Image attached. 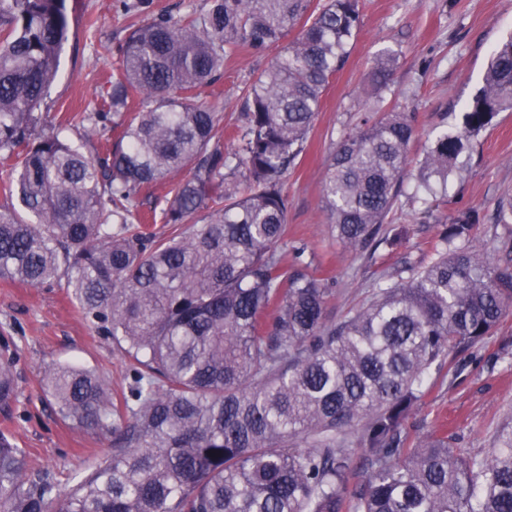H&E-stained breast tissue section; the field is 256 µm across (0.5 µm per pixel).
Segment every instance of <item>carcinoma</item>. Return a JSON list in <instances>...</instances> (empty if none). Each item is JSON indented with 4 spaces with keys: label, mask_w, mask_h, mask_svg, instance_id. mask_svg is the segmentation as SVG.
<instances>
[{
    "label": "carcinoma",
    "mask_w": 512,
    "mask_h": 512,
    "mask_svg": "<svg viewBox=\"0 0 512 512\" xmlns=\"http://www.w3.org/2000/svg\"><path fill=\"white\" fill-rule=\"evenodd\" d=\"M358 28L357 0L152 13L125 40L101 108L69 118L105 138L89 156L40 113L71 36L66 0H0L3 191L19 202L0 207V277L41 287L66 273L84 319L133 363L119 404L94 371H49L58 413L109 450L62 494L1 431L0 512H512V428L491 457L405 428L431 375L453 381L450 355L484 346L512 306V224L493 228L487 254L474 216L456 215L427 264L384 277L339 322L329 281L282 261L283 178ZM292 31L247 88L244 122L224 128L199 102L224 58L263 54ZM395 64L376 61L379 84ZM137 97L152 107L131 112ZM505 111L512 39L493 51L461 129L428 149L415 197L445 195L469 142ZM414 134L410 114L385 112L343 135L322 185L334 239L370 254L391 243ZM171 178L162 237L132 201ZM16 397L5 355L0 406Z\"/></svg>",
    "instance_id": "cac0c4a2"
}]
</instances>
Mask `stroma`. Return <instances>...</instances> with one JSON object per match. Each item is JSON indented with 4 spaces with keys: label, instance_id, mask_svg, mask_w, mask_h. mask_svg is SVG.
Here are the masks:
<instances>
[{
    "label": "stroma",
    "instance_id": "35a3bbf8",
    "mask_svg": "<svg viewBox=\"0 0 512 512\" xmlns=\"http://www.w3.org/2000/svg\"><path fill=\"white\" fill-rule=\"evenodd\" d=\"M66 5L76 35L61 52L57 78L41 107L55 123L97 111L120 49L143 18L125 12L122 0H67ZM358 9L360 29L348 62L327 87L301 161L284 181L288 233L281 253L291 264L295 247L305 246L304 261L334 288L329 314L337 321L364 306L378 279L402 261L426 264L444 224L458 213L477 214L475 244L490 249L499 204L512 199V112H501L470 142L463 169L449 180L433 218H425L423 205L411 196L399 198L387 218L402 232L399 244L369 256L331 239L321 190L342 135L366 116L410 113L416 127L410 171L418 173L435 136L461 125L491 51L512 37V0H358ZM387 53L397 64L381 87L373 67ZM268 62V56L239 48L225 60L223 79L203 91L202 102L220 112L225 124H238L243 90ZM4 344L15 359L18 392L9 407H0V431L12 432L27 449L32 468L50 471L61 489H68L107 450L108 441L59 415L44 374L58 364H76L101 375L118 398L128 390L129 361L83 318L63 278L40 288L0 278ZM459 360L465 365L460 376L451 383L434 378L407 430L419 439L442 427L457 436L459 447L488 457L496 432L512 423V311L476 360L464 353Z\"/></svg>",
    "mask_w": 512,
    "mask_h": 512
}]
</instances>
